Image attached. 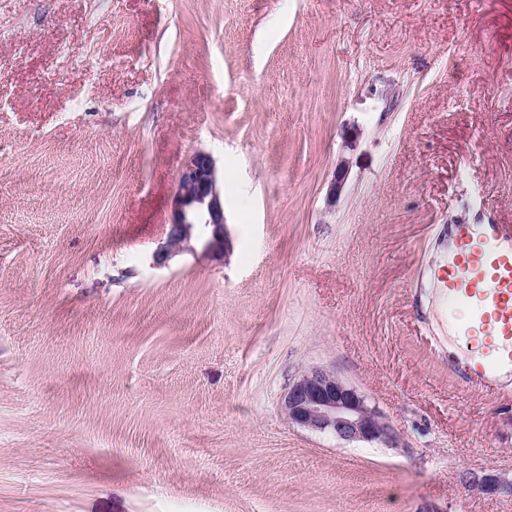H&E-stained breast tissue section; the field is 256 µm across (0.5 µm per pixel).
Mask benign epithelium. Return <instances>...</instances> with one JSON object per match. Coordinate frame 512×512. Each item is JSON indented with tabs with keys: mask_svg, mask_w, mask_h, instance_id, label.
<instances>
[{
	"mask_svg": "<svg viewBox=\"0 0 512 512\" xmlns=\"http://www.w3.org/2000/svg\"><path fill=\"white\" fill-rule=\"evenodd\" d=\"M347 173V162L339 160L328 187L330 199L342 194ZM227 252L224 188L212 155L196 150L181 165L167 236L150 255V265L167 267L177 256L197 253L222 261ZM281 409L289 424L342 443L380 442L399 447L396 432L367 397L323 367H310L294 379L282 397ZM460 481L483 494L512 495V479L501 475L466 471Z\"/></svg>",
	"mask_w": 512,
	"mask_h": 512,
	"instance_id": "benign-epithelium-1",
	"label": "benign epithelium"
}]
</instances>
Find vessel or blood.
I'll use <instances>...</instances> for the list:
<instances>
[{
  "instance_id": "b4317fda",
  "label": "vessel or blood",
  "mask_w": 512,
  "mask_h": 512,
  "mask_svg": "<svg viewBox=\"0 0 512 512\" xmlns=\"http://www.w3.org/2000/svg\"><path fill=\"white\" fill-rule=\"evenodd\" d=\"M444 312L464 351L448 364L462 384L497 387L512 370V225L453 224L443 273Z\"/></svg>"
}]
</instances>
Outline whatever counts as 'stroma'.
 Returning a JSON list of instances; mask_svg holds the SVG:
<instances>
[{"mask_svg":"<svg viewBox=\"0 0 512 512\" xmlns=\"http://www.w3.org/2000/svg\"><path fill=\"white\" fill-rule=\"evenodd\" d=\"M200 149L230 254L151 267ZM483 218L512 0H0V512H512L460 481L512 476V381L459 390L432 280ZM312 366L399 448L289 425Z\"/></svg>","mask_w":512,"mask_h":512,"instance_id":"stroma-1","label":"stroma"}]
</instances>
